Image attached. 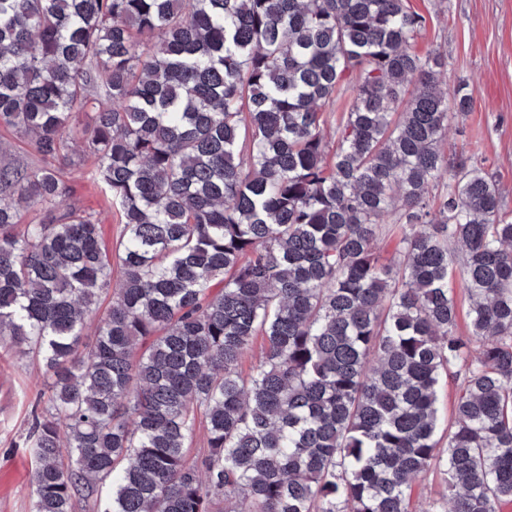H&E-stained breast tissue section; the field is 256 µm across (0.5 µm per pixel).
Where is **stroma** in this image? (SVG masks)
I'll return each mask as SVG.
<instances>
[{"label": "stroma", "instance_id": "stroma-1", "mask_svg": "<svg viewBox=\"0 0 512 512\" xmlns=\"http://www.w3.org/2000/svg\"><path fill=\"white\" fill-rule=\"evenodd\" d=\"M426 18L422 50L447 57L439 87L458 82L473 90L469 111L456 114L443 149L447 155H476L501 189L503 212L512 216V0H410ZM69 179L72 198L95 210L106 233L119 229L118 216L87 175L83 143H74ZM48 378L28 359L0 347V512H32L34 462L25 446L28 419Z\"/></svg>", "mask_w": 512, "mask_h": 512}]
</instances>
